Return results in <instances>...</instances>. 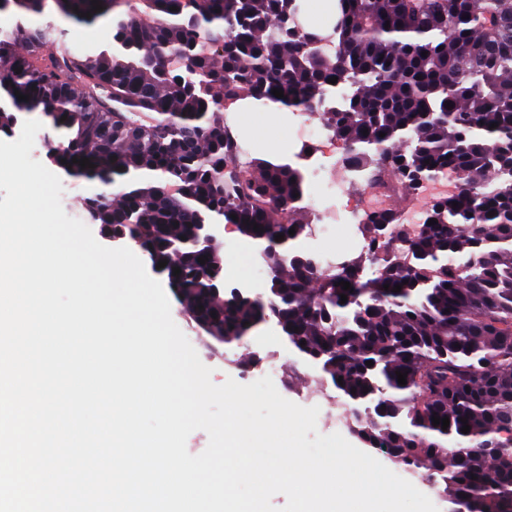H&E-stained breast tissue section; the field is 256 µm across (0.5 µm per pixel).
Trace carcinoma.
<instances>
[{"instance_id":"cac0c4a2","label":"carcinoma","mask_w":512,"mask_h":512,"mask_svg":"<svg viewBox=\"0 0 512 512\" xmlns=\"http://www.w3.org/2000/svg\"><path fill=\"white\" fill-rule=\"evenodd\" d=\"M49 1L86 25L117 15L121 41L59 61L52 30L29 23ZM99 4L0 0V13L16 17L0 35V80L29 96L18 111L40 112L62 133L56 161L116 188L97 221L180 269L169 285L211 337L239 344L276 318L321 388L341 393L365 443L426 470L469 512H503L512 504V0H337L328 34L290 25L299 0ZM247 100L314 112L355 166L382 167L407 190L448 170L461 190L428 203L437 223L413 235L386 214L369 218V247L386 240L371 271L362 256L337 276L308 255L295 260L281 246L308 235L304 177L273 158L239 161L224 102ZM212 211L275 245L266 302L197 289L217 256L191 245L192 225Z\"/></svg>"}]
</instances>
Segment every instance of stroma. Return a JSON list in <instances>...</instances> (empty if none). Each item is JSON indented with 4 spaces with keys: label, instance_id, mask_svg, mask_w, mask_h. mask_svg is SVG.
Instances as JSON below:
<instances>
[{
    "label": "stroma",
    "instance_id": "obj_1",
    "mask_svg": "<svg viewBox=\"0 0 512 512\" xmlns=\"http://www.w3.org/2000/svg\"><path fill=\"white\" fill-rule=\"evenodd\" d=\"M36 26L51 27L65 30L70 38L93 43L97 47L107 48L112 44L114 22L112 18L100 20L90 28L79 27L55 13H46L32 17ZM298 118L293 111H284L275 115L269 114L260 105L253 104L242 110L239 126L245 134L242 143L249 158H266L272 155L293 157L301 148L300 142L294 138V130ZM224 262L231 265L228 272L229 280L242 287L251 289L256 294H266L270 279L263 275V261L258 257L252 242L238 232L230 231L224 235ZM172 318L191 345L197 351L201 361L212 370L211 380L221 385L227 380H235L241 384L250 383L251 378L237 365L240 357L249 352L250 344L267 339L277 343L279 357L276 365L280 372L289 375V382H276L275 387L286 399L304 406L319 407L317 430L322 434H341L351 444H358L359 439L353 435L345 415L340 410L331 408L323 396L315 379L318 374L316 367L306 361L291 347L282 344L278 329L270 324L257 327L241 345H223L207 337L196 324L183 313L178 302H171Z\"/></svg>",
    "mask_w": 512,
    "mask_h": 512
}]
</instances>
